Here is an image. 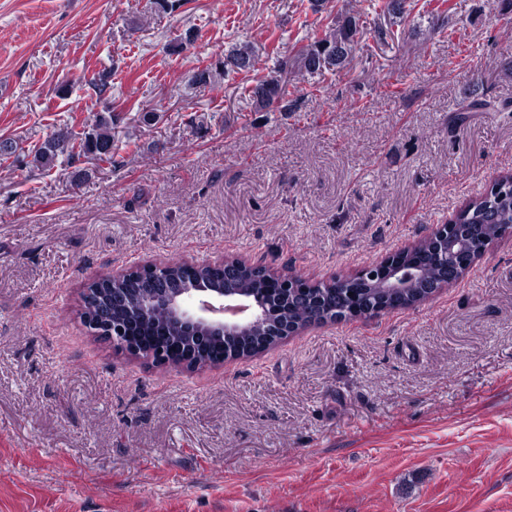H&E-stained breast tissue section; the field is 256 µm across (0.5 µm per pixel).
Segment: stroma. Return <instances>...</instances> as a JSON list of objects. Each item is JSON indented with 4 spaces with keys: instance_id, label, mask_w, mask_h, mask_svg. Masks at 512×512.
<instances>
[{
    "instance_id": "stroma-1",
    "label": "stroma",
    "mask_w": 512,
    "mask_h": 512,
    "mask_svg": "<svg viewBox=\"0 0 512 512\" xmlns=\"http://www.w3.org/2000/svg\"><path fill=\"white\" fill-rule=\"evenodd\" d=\"M170 2L0 0V512H512V237L417 308L217 367L80 320L104 272L326 282L484 195L512 171V0H360L349 65L289 81L293 112L257 111L225 56L292 61L348 0ZM109 114L113 162L35 161Z\"/></svg>"
}]
</instances>
